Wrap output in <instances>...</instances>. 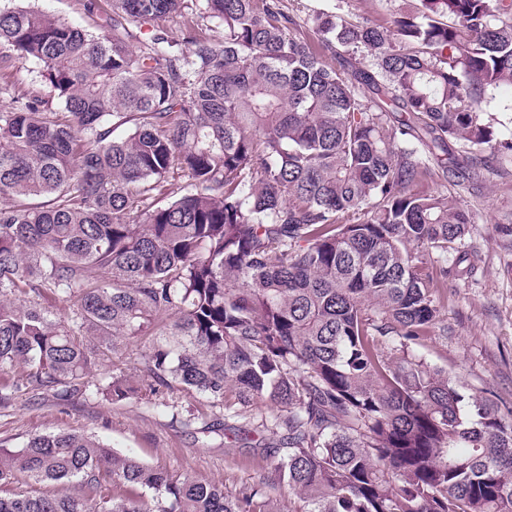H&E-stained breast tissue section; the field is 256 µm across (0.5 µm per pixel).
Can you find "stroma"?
<instances>
[{"mask_svg": "<svg viewBox=\"0 0 512 512\" xmlns=\"http://www.w3.org/2000/svg\"><path fill=\"white\" fill-rule=\"evenodd\" d=\"M29 4L91 30L111 15L109 0H29ZM283 4L307 33L320 12L340 7L350 16L381 22L395 7L393 0H283ZM37 71L32 61L0 67V112L10 111L16 97L37 88ZM437 187L472 212L474 222L459 248L478 252L481 260L471 275L449 276L447 287L439 292L444 335L428 337L410 346L409 352L447 371L462 392L486 397L501 408L511 407L512 164L485 171L477 191L443 180ZM269 414L264 404L257 403L236 417L192 389L122 405L90 395L61 406L46 395L0 410V443L16 448L34 434L92 433L115 450L170 474L217 481L233 491L257 479L261 462L246 449L224 448L222 437L207 427L220 420L250 429Z\"/></svg>", "mask_w": 512, "mask_h": 512, "instance_id": "1", "label": "stroma"}]
</instances>
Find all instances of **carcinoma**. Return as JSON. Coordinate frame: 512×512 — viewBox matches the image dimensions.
Listing matches in <instances>:
<instances>
[{"label": "carcinoma", "instance_id": "obj_1", "mask_svg": "<svg viewBox=\"0 0 512 512\" xmlns=\"http://www.w3.org/2000/svg\"><path fill=\"white\" fill-rule=\"evenodd\" d=\"M182 2L112 0L97 32L0 9V65L32 60L47 88L0 112V372L25 367L0 409L87 395L107 353L147 338L142 367L94 394L267 400L270 422L214 429L267 471L228 492L39 434L0 448V484L64 491L0 512H512V408L384 346L434 335L448 263L427 256L473 223L420 186L474 190L512 157L483 110L512 113V0H414L386 27L317 14L329 62L282 0H203L176 38Z\"/></svg>", "mask_w": 512, "mask_h": 512}]
</instances>
